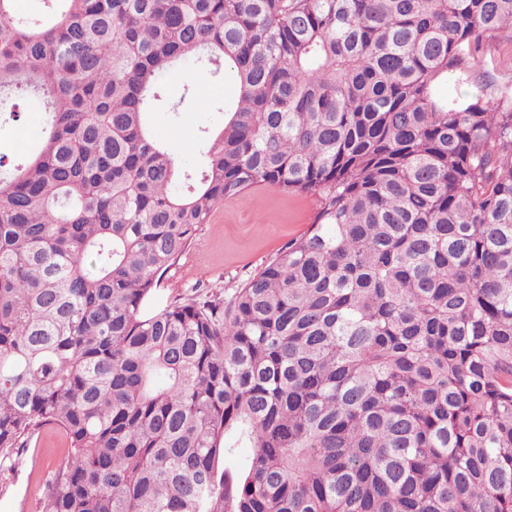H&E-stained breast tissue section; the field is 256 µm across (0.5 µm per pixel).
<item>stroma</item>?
Wrapping results in <instances>:
<instances>
[{"mask_svg": "<svg viewBox=\"0 0 512 512\" xmlns=\"http://www.w3.org/2000/svg\"><path fill=\"white\" fill-rule=\"evenodd\" d=\"M160 90L170 101L178 100L184 86H195L204 109L195 112H156L150 122L161 141L181 160H198L201 128L215 127L225 103L237 95L233 74L217 80L197 64L163 73ZM19 120L0 121V154L23 158L43 115L31 105L20 108ZM315 201L259 185L217 205L207 224L201 225L191 248L164 276L160 290L146 307L155 312L173 303L228 301L236 288L273 260L284 245L302 235L311 224ZM67 453L61 435L43 430L15 460L14 470L0 480V512H42L47 480Z\"/></svg>", "mask_w": 512, "mask_h": 512, "instance_id": "obj_1", "label": "stroma"}]
</instances>
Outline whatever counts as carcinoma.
<instances>
[{
  "label": "carcinoma",
  "instance_id": "cac0c4a2",
  "mask_svg": "<svg viewBox=\"0 0 512 512\" xmlns=\"http://www.w3.org/2000/svg\"><path fill=\"white\" fill-rule=\"evenodd\" d=\"M40 2L0 0V112L44 116L0 156V475L51 426L42 512H512V0ZM189 60L238 85L194 166L147 124ZM257 185L313 224L143 316Z\"/></svg>",
  "mask_w": 512,
  "mask_h": 512
}]
</instances>
